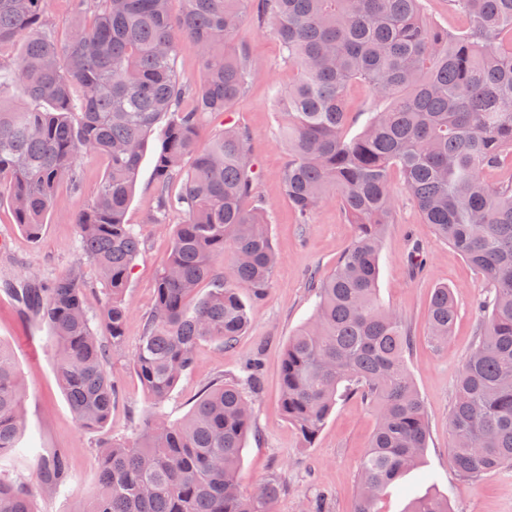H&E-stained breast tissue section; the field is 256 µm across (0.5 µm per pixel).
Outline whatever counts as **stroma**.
Listing matches in <instances>:
<instances>
[{
    "mask_svg": "<svg viewBox=\"0 0 512 512\" xmlns=\"http://www.w3.org/2000/svg\"><path fill=\"white\" fill-rule=\"evenodd\" d=\"M235 41L246 47L259 70L227 112L203 122L200 141L208 143L227 126L250 133L256 198L267 211L280 261L265 298L249 304V324L236 344L226 348L201 343L193 369L179 381L165 410L171 419L182 418L207 384L238 379L246 359H261L263 380L254 396L252 430L240 462L242 491L252 492L276 476L285 490L274 512H304L302 501L317 495L324 498L326 512H355L357 466L376 427L374 411L357 396L339 401L315 442L307 446L282 412L279 388L281 354L315 309L313 280L335 268L353 228L335 202L322 204L310 223H297L283 192L288 152L277 105L278 93L295 83L297 72L285 61L276 38L260 30L256 11L243 16ZM159 144V133H152L125 217L140 230L143 245L128 277L127 340L113 350L110 361L116 400L104 431L78 425L55 379L54 343L47 327L25 317L0 291V341L8 343L18 359L26 387L28 432L36 450L58 448L70 461L67 490L37 498V512H78L97 485L94 457L100 440L132 436L150 408L149 395L135 373L133 352L153 303L160 264L177 224L184 220L180 213L167 215L161 224L149 220L156 206L154 159ZM104 171V161L96 157L79 163L78 186L60 187L37 242L21 232L6 198H0V281L35 286L79 265L77 215L93 197ZM391 184L396 204L380 253L377 288L381 302L403 318L414 336L406 362L423 400L429 439L423 463L388 487L376 508L407 512L414 500L438 495L447 498L450 512H512V467L466 481L454 471L449 455L448 414L458 372L478 327L473 303L481 292L480 280L464 258L422 222L402 189L399 171H392ZM444 285L453 291L458 315L448 345L438 348L427 338V308L434 288Z\"/></svg>",
    "mask_w": 512,
    "mask_h": 512,
    "instance_id": "1",
    "label": "stroma"
}]
</instances>
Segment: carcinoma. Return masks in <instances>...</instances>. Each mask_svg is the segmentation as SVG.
<instances>
[{"label": "carcinoma", "mask_w": 512, "mask_h": 512, "mask_svg": "<svg viewBox=\"0 0 512 512\" xmlns=\"http://www.w3.org/2000/svg\"><path fill=\"white\" fill-rule=\"evenodd\" d=\"M170 2L73 0L78 22L61 45L45 0H0V51L20 45L17 56L0 58V87L22 93L0 97V187L15 224L37 240L58 186L78 185L82 159L105 158L77 226L83 258L105 285L108 336L96 334L77 268L46 287L10 292L49 328L56 380L81 426L105 428L114 399L109 353L124 343L128 275L142 244L125 215L148 137L166 118L151 220L161 224L169 211L185 220L133 354L151 414L134 438L101 442L98 488L79 512H273L283 482L245 494L238 477L253 417L245 388L259 387V363H247L240 381L206 385L182 419L164 411L200 342L230 348L244 332V296L263 299L277 264L263 208L246 207L256 180L250 134L228 126L199 144L204 117L225 112L254 75L248 52L232 44L254 0H182L177 19ZM449 2L467 19L461 31L431 25L420 0H259L261 23L298 72L279 95L288 203L306 224L335 200L354 229L348 250L315 285L313 317L282 353V410L309 445L339 399L358 395L374 408L355 512H376L383 491L420 464L427 447L406 363L413 336L377 289L394 169L423 221L483 284L480 324L448 416L453 468L472 479L512 466V176L486 180L512 158V0ZM185 45L200 62L194 86L176 71ZM355 81L367 86L373 107L350 136L346 93ZM188 96L195 106L186 111L180 103ZM205 283L209 290L197 296ZM456 319L451 290L434 289L431 340L447 344ZM24 396L15 353L0 342V460L31 451ZM36 470L34 485L0 479V512H35V497L66 489L61 451L36 453ZM409 512H448V503L430 495Z\"/></svg>", "instance_id": "obj_1"}]
</instances>
